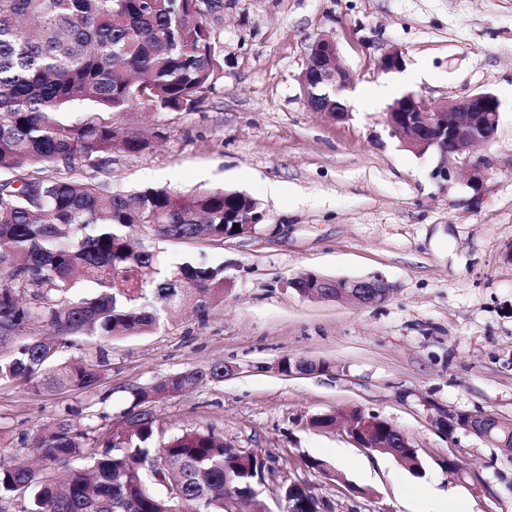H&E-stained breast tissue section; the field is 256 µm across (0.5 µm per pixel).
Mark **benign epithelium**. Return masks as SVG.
Returning a JSON list of instances; mask_svg holds the SVG:
<instances>
[{
	"mask_svg": "<svg viewBox=\"0 0 512 512\" xmlns=\"http://www.w3.org/2000/svg\"><path fill=\"white\" fill-rule=\"evenodd\" d=\"M404 69L400 52L390 51L380 60V70L396 73ZM307 105L313 112H321L338 121L348 117L343 92L351 85V75L343 66L336 42L330 37L318 39L310 49L309 59L300 76ZM499 122V101L491 92L480 91L449 100L434 108L425 105L415 94L408 93L397 99L389 108L385 119L389 134L402 138L407 150L424 155L431 150L439 153L442 163L439 175L448 178L453 162L472 147L489 142L495 135ZM265 219V213L256 207L240 205L224 212V223L237 224L242 233L253 232L255 225ZM288 286L301 296L310 299H348L360 305L376 304L390 295V285L379 274L365 278H327L315 273H303L288 281ZM321 361L300 357L288 363V373L313 374L319 372ZM360 426L348 425L351 438L362 444L355 430L367 431L381 421L373 413L360 412ZM483 435L487 443H495L494 433L501 427L497 416L479 412Z\"/></svg>",
	"mask_w": 512,
	"mask_h": 512,
	"instance_id": "benign-epithelium-1",
	"label": "benign epithelium"
}]
</instances>
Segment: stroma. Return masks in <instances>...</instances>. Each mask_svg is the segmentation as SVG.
<instances>
[{
    "label": "stroma",
    "instance_id": "obj_1",
    "mask_svg": "<svg viewBox=\"0 0 512 512\" xmlns=\"http://www.w3.org/2000/svg\"><path fill=\"white\" fill-rule=\"evenodd\" d=\"M323 36L353 76L342 122L311 111L299 82ZM220 39L224 76L203 103L109 113L153 146L114 153L83 175L116 190L225 188L256 199L266 218L251 234L157 245L175 262L223 266L230 290L205 317L183 311L151 334L114 340L93 391L37 395L0 382L5 456L32 460L27 435L58 413L82 428L103 409L117 424L133 389L222 362L234 375L157 403L156 424L165 438L208 429L263 457L256 502L265 512L289 483L308 487L322 512H429L444 493L450 512H512V453L438 426L477 411L512 421V0H228ZM393 49L416 81L380 71ZM381 82L431 106L493 93L495 136L443 178L437 151H408L385 126L387 105L360 99ZM307 272H378L391 293L368 306L309 299L288 285ZM286 356L332 370L287 376L278 370ZM354 408L402 431L421 474L360 447L344 424L311 425ZM450 457L463 477L448 473ZM312 459L329 472L309 467Z\"/></svg>",
    "mask_w": 512,
    "mask_h": 512
}]
</instances>
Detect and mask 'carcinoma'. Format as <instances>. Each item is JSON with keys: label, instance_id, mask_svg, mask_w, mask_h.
Returning a JSON list of instances; mask_svg holds the SVG:
<instances>
[{"label": "carcinoma", "instance_id": "carcinoma-1", "mask_svg": "<svg viewBox=\"0 0 512 512\" xmlns=\"http://www.w3.org/2000/svg\"><path fill=\"white\" fill-rule=\"evenodd\" d=\"M198 0H0V381L36 393L98 387L108 358L60 360V337L103 342L147 334L190 305L203 317L231 283L224 266L171 263L136 233L168 241L224 240L222 190L159 187L116 191L73 176L112 154H140L148 137L101 119L68 122L66 108L104 112L194 109L223 76L220 20ZM41 166V174L29 168ZM94 295L76 298L82 284ZM49 331L19 341L31 329ZM224 382V363L172 373L133 391L117 427L108 415L83 430L57 418L32 451L47 465L80 460L67 482L0 460V512H242L266 462L224 447L210 431L154 444L153 405L203 383ZM159 484L164 491L157 493Z\"/></svg>", "mask_w": 512, "mask_h": 512}]
</instances>
